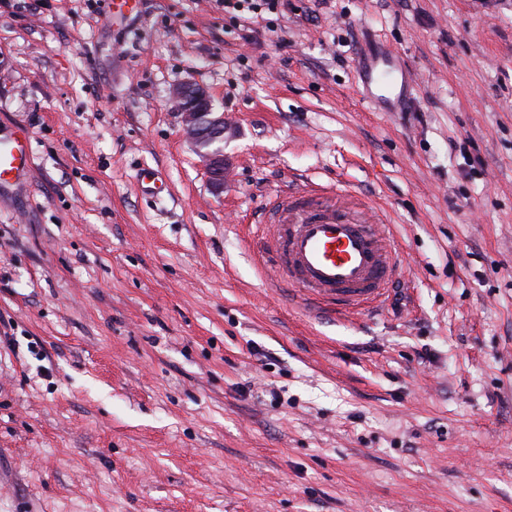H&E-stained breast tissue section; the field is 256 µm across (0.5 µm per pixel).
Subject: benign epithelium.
<instances>
[{
  "instance_id": "benign-epithelium-1",
  "label": "benign epithelium",
  "mask_w": 512,
  "mask_h": 512,
  "mask_svg": "<svg viewBox=\"0 0 512 512\" xmlns=\"http://www.w3.org/2000/svg\"><path fill=\"white\" fill-rule=\"evenodd\" d=\"M172 102L179 110L182 130L211 175L215 191L224 189V135L230 127L224 115L213 112L211 96L204 88L184 84L174 89Z\"/></svg>"
}]
</instances>
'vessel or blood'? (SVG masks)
<instances>
[{"label":"vessel or blood","instance_id":"obj_1","mask_svg":"<svg viewBox=\"0 0 512 512\" xmlns=\"http://www.w3.org/2000/svg\"><path fill=\"white\" fill-rule=\"evenodd\" d=\"M358 72L367 87H386L374 102L386 104L409 92L406 74L390 53L359 60ZM28 144L24 128L0 142V185L30 171ZM321 195V189L306 186L276 196L265 218L252 225L262 254L271 259L272 278L342 318L380 309L400 272L397 248L383 230L385 212L367 200L355 210L324 205Z\"/></svg>","mask_w":512,"mask_h":512}]
</instances>
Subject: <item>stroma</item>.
Segmentation results:
<instances>
[{"label": "stroma", "instance_id": "35a3bbf8", "mask_svg": "<svg viewBox=\"0 0 512 512\" xmlns=\"http://www.w3.org/2000/svg\"><path fill=\"white\" fill-rule=\"evenodd\" d=\"M291 2L253 44L224 0H0L33 164L0 189V512H512V0ZM184 83L232 124L222 192ZM305 181L386 212L382 311L263 270L249 226ZM358 72L362 83L371 90V99L375 103H391L406 97L409 92L406 73L397 58L389 52L379 54L371 60L359 58ZM384 83L387 84L386 93L393 97L373 92L372 87L379 89Z\"/></svg>", "mask_w": 512, "mask_h": 512}]
</instances>
